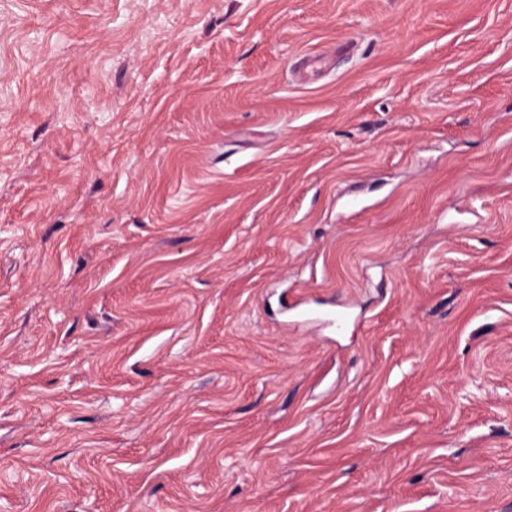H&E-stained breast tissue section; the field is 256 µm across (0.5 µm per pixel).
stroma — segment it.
Listing matches in <instances>:
<instances>
[{
	"mask_svg": "<svg viewBox=\"0 0 512 512\" xmlns=\"http://www.w3.org/2000/svg\"><path fill=\"white\" fill-rule=\"evenodd\" d=\"M0 512H512V0H0Z\"/></svg>",
	"mask_w": 512,
	"mask_h": 512,
	"instance_id": "obj_1",
	"label": "stroma"
}]
</instances>
